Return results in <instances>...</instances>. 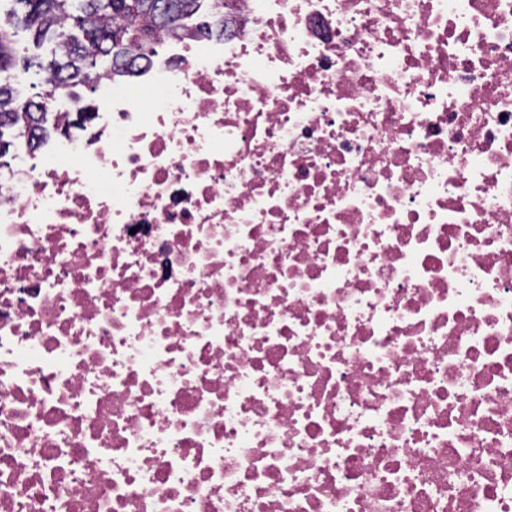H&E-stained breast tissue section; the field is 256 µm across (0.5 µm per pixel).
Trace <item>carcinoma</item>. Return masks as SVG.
<instances>
[{"mask_svg":"<svg viewBox=\"0 0 512 512\" xmlns=\"http://www.w3.org/2000/svg\"><path fill=\"white\" fill-rule=\"evenodd\" d=\"M13 0L10 20L0 23V154H6L14 139L25 136L30 149L49 137L48 112H31V100L20 97L9 72L17 60L14 29L22 27L42 42L48 34L68 25L79 35L59 42L45 71L47 90L70 94V88L93 81L95 71L110 67L114 73H131L130 60L142 62L157 46L161 34L175 33L194 20L199 0ZM224 2L210 0L216 26L199 25L205 34H224Z\"/></svg>","mask_w":512,"mask_h":512,"instance_id":"carcinoma-1","label":"carcinoma"}]
</instances>
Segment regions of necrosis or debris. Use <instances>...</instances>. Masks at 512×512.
Here are the masks:
<instances>
[{
    "label": "necrosis or debris",
    "instance_id": "4bbe7bcc",
    "mask_svg": "<svg viewBox=\"0 0 512 512\" xmlns=\"http://www.w3.org/2000/svg\"><path fill=\"white\" fill-rule=\"evenodd\" d=\"M233 4L0 165V512H512V0Z\"/></svg>",
    "mask_w": 512,
    "mask_h": 512
}]
</instances>
